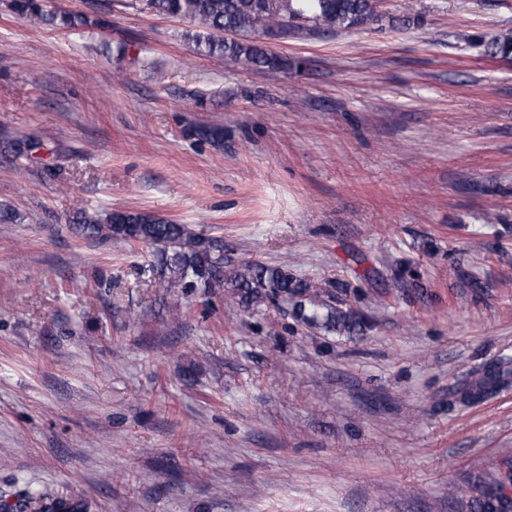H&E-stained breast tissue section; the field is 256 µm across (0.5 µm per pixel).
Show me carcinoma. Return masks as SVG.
<instances>
[{"label":"carcinoma","mask_w":512,"mask_h":512,"mask_svg":"<svg viewBox=\"0 0 512 512\" xmlns=\"http://www.w3.org/2000/svg\"><path fill=\"white\" fill-rule=\"evenodd\" d=\"M159 14L187 19L196 27L192 36L201 54L224 56L253 68L285 69L291 62L278 56L248 35L278 31L282 35L313 31H342L366 27L382 18L380 0H145ZM13 9L24 17L35 15L50 25L75 27L86 22L81 15L58 14L43 9L40 0H13ZM469 44L486 56H512V31L489 39L470 36ZM40 147L32 139H14L5 150L28 160ZM75 229L87 237L104 236L152 249L156 270L168 283L186 291L222 288L230 300L249 308L264 300L293 304L297 316L308 325L327 332L354 333L361 320L324 298V290L294 277L288 270L246 262L224 273V242L152 212L118 210L101 222L81 210L73 217ZM512 386V363L497 360L474 372L460 400L477 404ZM512 478V460L478 477V496L471 512H512V496L505 482ZM14 512H87L82 501L50 499L21 491L10 506Z\"/></svg>","instance_id":"cac0c4a2"}]
</instances>
